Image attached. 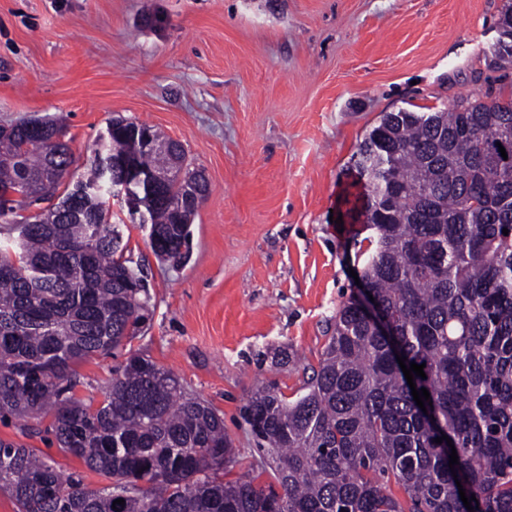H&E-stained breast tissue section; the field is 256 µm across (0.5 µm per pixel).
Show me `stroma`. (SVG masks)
I'll list each match as a JSON object with an SVG mask.
<instances>
[{
	"label": "stroma",
	"mask_w": 512,
	"mask_h": 512,
	"mask_svg": "<svg viewBox=\"0 0 512 512\" xmlns=\"http://www.w3.org/2000/svg\"><path fill=\"white\" fill-rule=\"evenodd\" d=\"M505 2L0 0V127L53 121L79 175L120 116L179 141L205 172L188 262L158 259L148 225L120 199L108 206L151 296L131 347L223 415L240 450L227 479L269 483L243 408L262 387L295 399L337 308L359 292L370 231L358 143L385 112L511 98L512 66L490 54ZM123 359L78 362L75 396L100 403ZM27 427L0 423V440L106 486Z\"/></svg>",
	"instance_id": "35a3bbf8"
}]
</instances>
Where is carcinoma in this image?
<instances>
[{"mask_svg": "<svg viewBox=\"0 0 512 512\" xmlns=\"http://www.w3.org/2000/svg\"><path fill=\"white\" fill-rule=\"evenodd\" d=\"M123 122L110 121L78 178L68 143L23 122L0 132V212L14 193L42 200L68 181L0 247V423L51 415L58 450L111 480L89 489L0 440V490L19 512H467L460 485L474 512H512V100L385 112L357 146L373 230L361 278L391 334L352 296L303 395H251L244 420L269 460L266 487L224 480L239 453L224 417L127 349L150 296L106 208L120 174L103 161L132 149ZM135 190L142 209L129 215L186 259L190 226L174 223L186 181L171 176L158 198ZM119 349L103 400L77 399L74 365ZM399 356L426 364L413 382L430 393L427 415ZM445 434L452 469L451 448L434 442Z\"/></svg>", "mask_w": 512, "mask_h": 512, "instance_id": "carcinoma-1", "label": "carcinoma"}]
</instances>
